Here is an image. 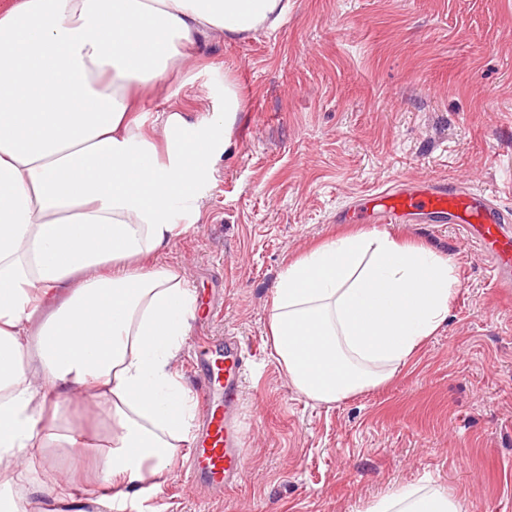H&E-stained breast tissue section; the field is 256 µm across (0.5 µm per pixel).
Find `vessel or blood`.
Returning <instances> with one entry per match:
<instances>
[{
  "label": "vessel or blood",
  "mask_w": 512,
  "mask_h": 512,
  "mask_svg": "<svg viewBox=\"0 0 512 512\" xmlns=\"http://www.w3.org/2000/svg\"><path fill=\"white\" fill-rule=\"evenodd\" d=\"M364 209V223H402L430 215L459 225L466 238L491 258L494 285L512 288V219L485 194L457 183L432 180L416 188L400 182L371 195ZM196 359L202 372L203 409L185 477L188 483L207 484L220 494L242 478L246 422L239 405L245 357L239 341L228 337L219 351L201 344Z\"/></svg>",
  "instance_id": "obj_1"
}]
</instances>
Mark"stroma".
<instances>
[{"label":"stroma","mask_w":512,"mask_h":512,"mask_svg":"<svg viewBox=\"0 0 512 512\" xmlns=\"http://www.w3.org/2000/svg\"><path fill=\"white\" fill-rule=\"evenodd\" d=\"M271 27L214 32L163 113L243 102L187 233L155 259L181 269L204 309L195 346L234 336L250 353L241 406L245 478L188 486L187 449L124 512H364L406 484L442 486L464 512H512V290L453 224H387L456 266L448 320L388 384L336 404L299 395L272 354L267 310L288 260L349 230L342 213L397 181L460 183L512 213V0H287Z\"/></svg>","instance_id":"35a3bbf8"}]
</instances>
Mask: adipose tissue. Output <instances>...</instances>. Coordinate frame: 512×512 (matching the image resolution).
Returning <instances> with one entry per match:
<instances>
[{
	"instance_id": "ef3b65f1",
	"label": "adipose tissue",
	"mask_w": 512,
	"mask_h": 512,
	"mask_svg": "<svg viewBox=\"0 0 512 512\" xmlns=\"http://www.w3.org/2000/svg\"><path fill=\"white\" fill-rule=\"evenodd\" d=\"M282 0H8L0 7V512H56L53 468L22 482L34 448H73L105 417L103 481L136 497L190 446L196 402L177 369L197 304L182 273L146 262L186 233L241 109L164 113L154 94L199 36L275 24ZM458 277L432 248L354 230L289 260L268 309L276 361L332 405L386 384L448 319ZM365 512H461L405 485Z\"/></svg>"
}]
</instances>
